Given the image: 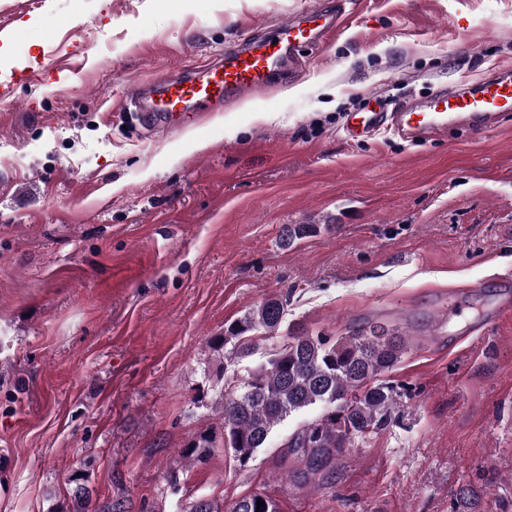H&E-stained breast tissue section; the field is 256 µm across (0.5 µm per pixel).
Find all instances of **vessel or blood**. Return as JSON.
Returning <instances> with one entry per match:
<instances>
[{
    "mask_svg": "<svg viewBox=\"0 0 512 512\" xmlns=\"http://www.w3.org/2000/svg\"><path fill=\"white\" fill-rule=\"evenodd\" d=\"M345 0L318 5L271 31L248 36L223 58L190 76L179 70L138 82L130 96L152 133L166 134L200 113L223 110L225 103L262 93L273 78L292 72L303 51L341 29ZM512 112V65H502L479 81L441 89L384 111L375 106L351 113L345 133L362 141L386 129L408 142L447 139L449 131H497Z\"/></svg>",
    "mask_w": 512,
    "mask_h": 512,
    "instance_id": "1",
    "label": "vessel or blood"
}]
</instances>
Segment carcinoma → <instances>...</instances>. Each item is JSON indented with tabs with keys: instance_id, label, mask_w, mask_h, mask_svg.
<instances>
[{
	"instance_id": "carcinoma-1",
	"label": "carcinoma",
	"mask_w": 512,
	"mask_h": 512,
	"mask_svg": "<svg viewBox=\"0 0 512 512\" xmlns=\"http://www.w3.org/2000/svg\"><path fill=\"white\" fill-rule=\"evenodd\" d=\"M287 301L269 298L252 308L214 339L226 362L238 367L258 350L256 334L275 335L286 315ZM404 342L392 329L373 324L334 342L295 331L266 359L240 376L236 390L216 405L224 447L241 465L265 447L272 429L294 413L322 405L317 419L297 429L286 453L304 462L301 477H329L336 459L356 438L387 423L393 389L379 380L400 361ZM264 506L257 507V501ZM230 512H278L265 495L237 500Z\"/></svg>"
}]
</instances>
